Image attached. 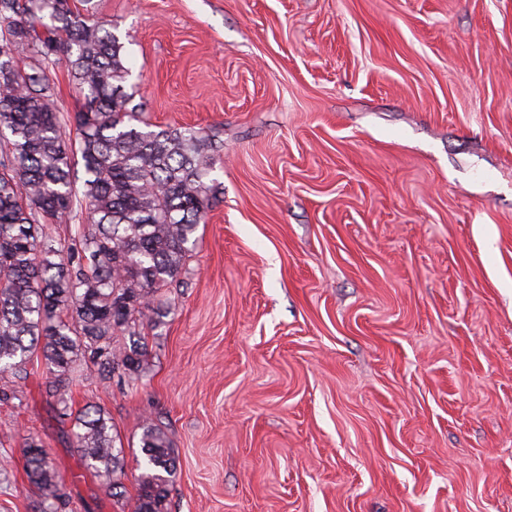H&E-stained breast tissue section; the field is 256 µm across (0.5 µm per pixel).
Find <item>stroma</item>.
I'll return each instance as SVG.
<instances>
[{"label": "stroma", "mask_w": 512, "mask_h": 512, "mask_svg": "<svg viewBox=\"0 0 512 512\" xmlns=\"http://www.w3.org/2000/svg\"><path fill=\"white\" fill-rule=\"evenodd\" d=\"M146 119L223 142L224 192L138 380L83 367L125 498L37 388L0 402V512H129L165 426L168 512H512V0H94ZM63 132L82 102L47 72ZM25 473L32 487L41 497V502L50 501L49 510L43 512H66L69 501L62 485L57 480L52 460L42 443L28 438L24 444Z\"/></svg>", "instance_id": "1"}]
</instances>
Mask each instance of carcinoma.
I'll return each instance as SVG.
<instances>
[{
  "label": "carcinoma",
  "instance_id": "cac0c4a2",
  "mask_svg": "<svg viewBox=\"0 0 512 512\" xmlns=\"http://www.w3.org/2000/svg\"><path fill=\"white\" fill-rule=\"evenodd\" d=\"M61 59L83 100L73 142L45 76ZM129 73L112 24L71 0H0V138L8 147L0 158V377L25 382L40 358L41 394L59 418L70 417L84 466L108 479L114 497L123 495L124 449L103 407L69 415L76 367H96L104 383L117 372L137 379V337L152 324L145 311L186 272L222 190L210 175L223 143L194 127L152 129L126 90ZM75 211L85 224L70 244L56 243L46 229ZM141 430L133 512H168L174 448L153 419ZM24 455L27 479L49 512H66L42 443L28 438Z\"/></svg>",
  "mask_w": 512,
  "mask_h": 512
}]
</instances>
